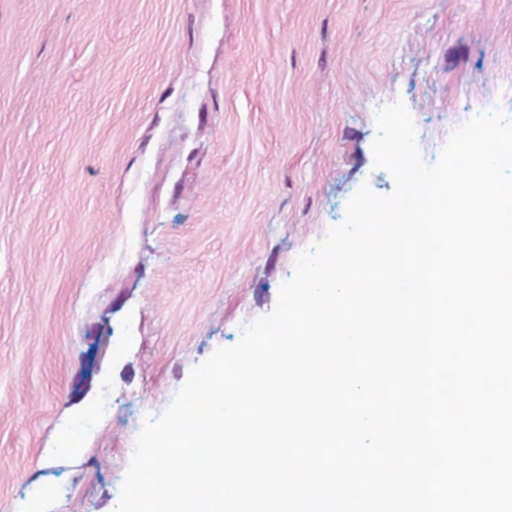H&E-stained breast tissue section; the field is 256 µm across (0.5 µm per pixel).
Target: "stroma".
Instances as JSON below:
<instances>
[{"mask_svg": "<svg viewBox=\"0 0 512 512\" xmlns=\"http://www.w3.org/2000/svg\"><path fill=\"white\" fill-rule=\"evenodd\" d=\"M397 102L428 166L512 120V0H0V512H115L193 368L391 193Z\"/></svg>", "mask_w": 512, "mask_h": 512, "instance_id": "35a3bbf8", "label": "stroma"}]
</instances>
